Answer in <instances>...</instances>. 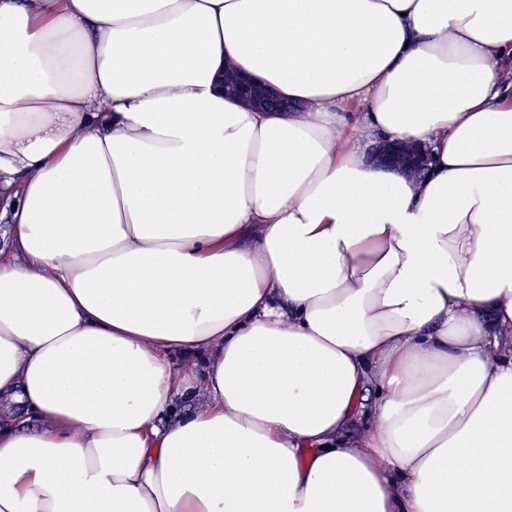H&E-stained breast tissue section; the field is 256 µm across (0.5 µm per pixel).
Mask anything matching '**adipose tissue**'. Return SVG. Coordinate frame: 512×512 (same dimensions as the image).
I'll return each mask as SVG.
<instances>
[{
  "label": "adipose tissue",
  "instance_id": "obj_1",
  "mask_svg": "<svg viewBox=\"0 0 512 512\" xmlns=\"http://www.w3.org/2000/svg\"><path fill=\"white\" fill-rule=\"evenodd\" d=\"M511 67L512 0H0V512H512ZM223 86L224 92L227 94L244 99L261 109L280 111L288 107V104L283 101L275 89L245 77L225 74ZM371 153L386 166L418 177L428 170L430 161L427 151L410 142L392 145L378 141L371 147Z\"/></svg>",
  "mask_w": 512,
  "mask_h": 512
}]
</instances>
